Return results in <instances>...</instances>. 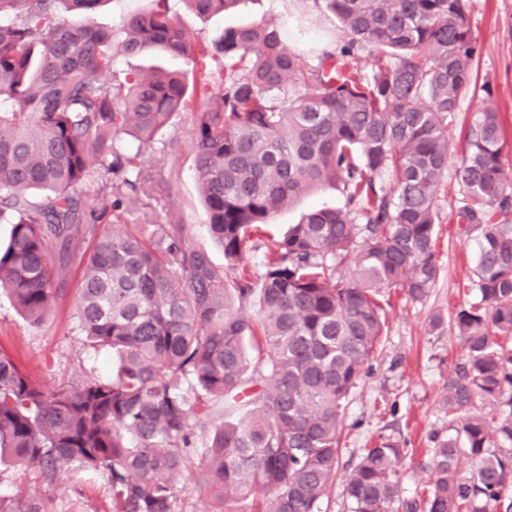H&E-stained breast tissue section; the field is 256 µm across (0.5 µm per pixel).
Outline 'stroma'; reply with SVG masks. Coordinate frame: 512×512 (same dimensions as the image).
<instances>
[{"mask_svg":"<svg viewBox=\"0 0 512 512\" xmlns=\"http://www.w3.org/2000/svg\"><path fill=\"white\" fill-rule=\"evenodd\" d=\"M149 4L150 0H100L91 14L69 12L65 19L73 26L91 21L117 32L128 12L145 9ZM169 8L188 32L209 40L221 38L228 28L270 19L282 22L286 45L309 62L316 59L327 42L344 40L322 0H242L234 11L207 19L198 17L187 0H169ZM469 19L477 45L473 72L479 82L490 85L504 118L508 143L504 162L512 172V0H469ZM192 129L193 116L187 111L165 131L162 142L153 146L141 149L132 137H122V145L131 151L140 150L146 164L162 167L169 182L165 208L133 213L130 220L152 224L171 219L190 225L194 243L208 250L214 265L220 267L224 264V252L209 234L193 176ZM172 139L180 144L174 154L162 149L163 141ZM457 167V157H450L436 200L437 282L420 302L391 297L382 345L346 401V445L336 479L319 505L321 512H350L344 492L346 476L362 450L381 435L399 442L404 450L398 468L401 497L423 495L428 487L433 437L448 432V420L439 410L440 390L463 355L452 317L478 297L474 275L478 236L468 230L460 215L464 189L456 176ZM343 202L339 191L325 186L275 214L262 239L250 244L251 274H260L261 259L268 245L289 225L297 223L301 213ZM81 273V259L73 257L67 276L69 292L38 327L31 326L16 312L7 295H0V350L11 354L33 380L50 388L74 379L105 378L112 372L111 354L91 347L77 328L74 293ZM435 312L445 317L438 330L429 325V317Z\"/></svg>","mask_w":512,"mask_h":512,"instance_id":"obj_1","label":"stroma"}]
</instances>
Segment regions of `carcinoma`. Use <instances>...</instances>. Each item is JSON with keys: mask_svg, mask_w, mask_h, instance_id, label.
<instances>
[{"mask_svg": "<svg viewBox=\"0 0 512 512\" xmlns=\"http://www.w3.org/2000/svg\"><path fill=\"white\" fill-rule=\"evenodd\" d=\"M152 2L127 15L117 43L110 30L57 18L100 0H0V224L11 225L0 290L41 324L75 248L90 242L79 329L118 356L110 379L49 389L0 350V464L35 468L52 490L73 473L101 478L112 512H177L195 463L209 476L210 512H320L346 399L386 333L384 291L421 302L436 283L448 126L481 91L457 169L461 211L479 232V299L453 319L464 361L439 398L450 433L434 437L422 502L400 499L404 449L383 436L345 492L351 512H494L512 483V178L500 112L473 79L468 0H323L345 40L314 64L285 46L276 22L208 41L183 30L166 0ZM187 2L209 18L241 0ZM116 50L163 51L187 69L131 72L107 87L99 76ZM189 109L221 271L188 225L124 222L161 205L167 178L120 147L121 135L150 145ZM324 185L344 205L289 225L253 277V235ZM354 251L356 269L340 270ZM484 400L500 415L479 410ZM0 512L58 510L52 495L18 492L0 497Z\"/></svg>", "mask_w": 512, "mask_h": 512, "instance_id": "cac0c4a2", "label": "carcinoma"}]
</instances>
